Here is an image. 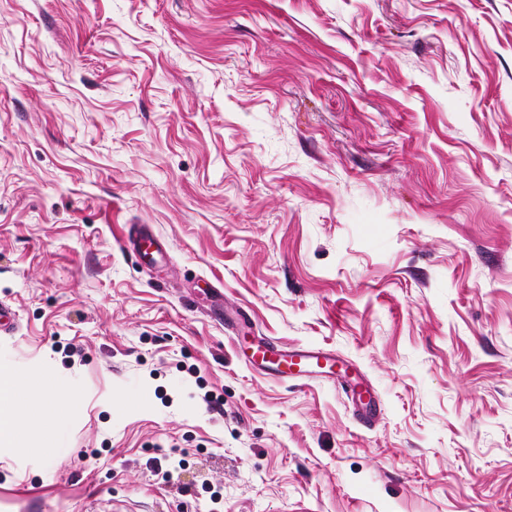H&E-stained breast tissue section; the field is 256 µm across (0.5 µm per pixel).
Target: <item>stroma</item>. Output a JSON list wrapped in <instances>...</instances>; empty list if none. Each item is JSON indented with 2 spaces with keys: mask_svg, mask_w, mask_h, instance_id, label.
Masks as SVG:
<instances>
[{
  "mask_svg": "<svg viewBox=\"0 0 512 512\" xmlns=\"http://www.w3.org/2000/svg\"><path fill=\"white\" fill-rule=\"evenodd\" d=\"M1 300L0 512H512V0H0ZM140 258L147 264H153L156 261V255H162L160 252V239L154 235L148 228L140 227L129 239ZM252 363L267 368L275 376L333 375L336 374V356L314 348L283 350L269 342H251ZM21 380L13 371L0 373V443L14 445L20 435L19 417L25 408Z\"/></svg>",
  "mask_w": 512,
  "mask_h": 512,
  "instance_id": "35a3bbf8",
  "label": "stroma"
}]
</instances>
